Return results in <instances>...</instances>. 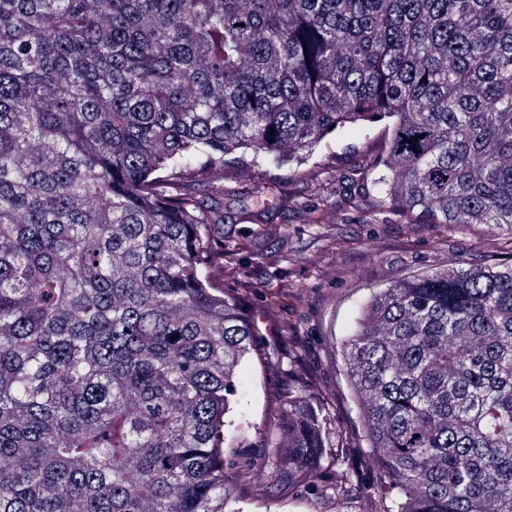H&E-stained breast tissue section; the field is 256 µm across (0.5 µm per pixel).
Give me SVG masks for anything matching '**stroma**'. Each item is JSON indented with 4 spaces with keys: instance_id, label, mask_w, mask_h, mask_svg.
<instances>
[{
    "instance_id": "obj_1",
    "label": "stroma",
    "mask_w": 512,
    "mask_h": 512,
    "mask_svg": "<svg viewBox=\"0 0 512 512\" xmlns=\"http://www.w3.org/2000/svg\"><path fill=\"white\" fill-rule=\"evenodd\" d=\"M384 126L337 129L288 167L229 171L197 186L224 204V245L235 259L218 279L240 297L256 333L242 364L233 419L251 460L233 477L243 512H383L384 473L369 448L346 375L343 340L380 288L454 264L512 261V232L485 224H410L385 208L372 163ZM322 405L331 437L319 469L287 488L275 466L294 398ZM350 483L343 499L336 485Z\"/></svg>"
}]
</instances>
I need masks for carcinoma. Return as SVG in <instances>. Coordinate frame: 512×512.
Here are the masks:
<instances>
[{"instance_id":"carcinoma-1","label":"carcinoma","mask_w":512,"mask_h":512,"mask_svg":"<svg viewBox=\"0 0 512 512\" xmlns=\"http://www.w3.org/2000/svg\"><path fill=\"white\" fill-rule=\"evenodd\" d=\"M381 121L392 209L512 232V0H0V512H240L255 331L194 186ZM344 353L385 512H512V264L372 293ZM286 435L292 485L323 415Z\"/></svg>"}]
</instances>
